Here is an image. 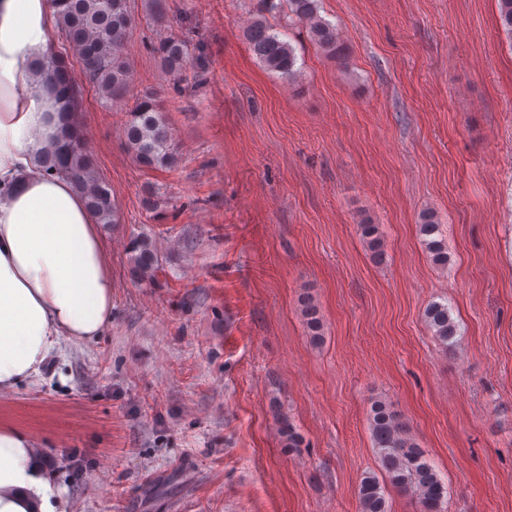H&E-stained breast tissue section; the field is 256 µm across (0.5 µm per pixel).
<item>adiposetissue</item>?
I'll return each mask as SVG.
<instances>
[{"label": "adipose tissue", "mask_w": 512, "mask_h": 512, "mask_svg": "<svg viewBox=\"0 0 512 512\" xmlns=\"http://www.w3.org/2000/svg\"><path fill=\"white\" fill-rule=\"evenodd\" d=\"M55 36L46 0H0V390L39 374L61 341L112 322L106 238L73 183L38 163L57 125L31 69ZM60 505L36 442L0 426V512Z\"/></svg>", "instance_id": "1"}]
</instances>
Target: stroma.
<instances>
[{"label":"stroma","mask_w":512,"mask_h":512,"mask_svg":"<svg viewBox=\"0 0 512 512\" xmlns=\"http://www.w3.org/2000/svg\"><path fill=\"white\" fill-rule=\"evenodd\" d=\"M130 3V91L155 92L176 162L138 166L124 112L84 86L77 121L118 207L112 324L0 391V423L36 440L65 512H360L377 399L439 471L443 512H512V39L497 0H322L348 59L292 27V83L251 54L240 0H167L161 16ZM162 36L189 45L179 78L150 51ZM435 302L452 346L425 322ZM420 220L419 230L423 236L429 237V239L425 240V245L433 262L438 265L447 264L448 248L440 233L439 223L435 214L430 211L424 212L422 213ZM436 234L440 235V239L433 237ZM427 325L443 344H452L458 334V325L452 319L447 304L432 303L425 313Z\"/></svg>","instance_id":"35a3bbf8"}]
</instances>
